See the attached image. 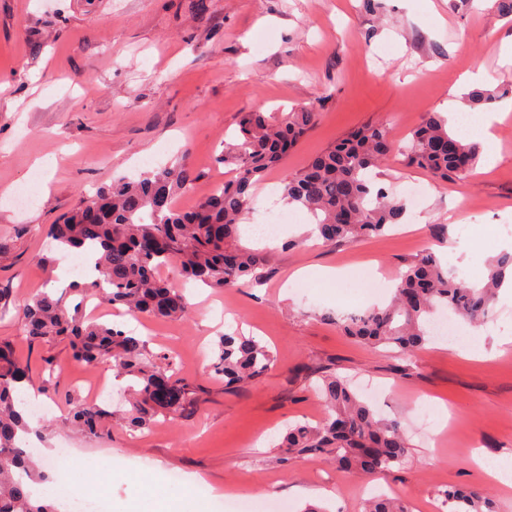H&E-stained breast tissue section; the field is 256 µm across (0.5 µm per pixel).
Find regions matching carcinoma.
Masks as SVG:
<instances>
[{
	"instance_id": "carcinoma-1",
	"label": "carcinoma",
	"mask_w": 512,
	"mask_h": 512,
	"mask_svg": "<svg viewBox=\"0 0 512 512\" xmlns=\"http://www.w3.org/2000/svg\"><path fill=\"white\" fill-rule=\"evenodd\" d=\"M317 113L299 108L279 116L248 112L239 121L235 143L220 160L233 178L204 197L194 208L174 206L176 195L193 186L190 166L147 171L137 179H119L76 205L47 235L62 254L76 249L89 268L73 284L76 303L41 291L18 306L21 332L31 342H65L75 361L111 368L128 379L124 423L152 428L188 411L198 400V387L173 373V354L153 358L139 337L85 313L84 302L97 296L114 309L152 320L183 319L191 304L185 289L158 276L175 268L185 282L216 291L257 284L268 275L265 254L237 247L232 240L249 209L252 190L314 125ZM394 149L384 122L363 125L316 156L285 182L284 198L315 220L313 233L325 244L354 243L382 234L407 219L405 204L376 187L370 172L384 165ZM479 147L448 129V118L427 113L409 136L406 164L448 181L467 174L477 163ZM512 282V254L493 263L486 282L472 286L456 277L431 251L406 264L390 303L351 318L337 320L343 332L363 344L413 355L431 340L433 315L448 309L472 323L487 317L497 292ZM270 349L253 336L226 333L220 338L213 369L224 384L240 386L272 366ZM40 380L18 360L12 345L0 342V512H57L45 489L47 476L25 448L31 428L20 399L25 386ZM328 412L319 424L297 422L287 428L278 448L281 461L293 455H323L345 477L371 475L403 462L409 443L400 424L380 417L336 372L325 371L318 387ZM112 412L95 401L75 407L72 423L97 435ZM446 512H494L492 500L479 491L450 488L441 492ZM363 512H409L403 501L377 496Z\"/></svg>"
}]
</instances>
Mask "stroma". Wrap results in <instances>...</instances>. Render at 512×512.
<instances>
[{"label":"stroma","mask_w":512,"mask_h":512,"mask_svg":"<svg viewBox=\"0 0 512 512\" xmlns=\"http://www.w3.org/2000/svg\"><path fill=\"white\" fill-rule=\"evenodd\" d=\"M511 33L497 0H0V340L46 382L40 400L51 411L35 422L34 458L69 447L65 468L80 475L78 492L109 493L112 512H142L146 482L166 512H195L199 491L210 503L254 497L262 512L308 504L361 512L370 487L396 494L411 512H433L450 487L484 491L496 512H512V489L474 460L512 454V345L503 343L512 338V290H499L483 323L458 321L469 346L435 340L412 358L372 349L333 321L384 304L424 250L475 286L512 251V115L495 131L500 160L479 158L462 178L442 181L399 154L377 169L376 183L391 196L403 197L406 184L423 188L407 202V223L393 230L325 245L305 215L277 239L250 231L286 208L267 184L301 172L355 127L387 122L401 145L442 103L467 111L475 87L493 93L489 111H504L512 61L500 46ZM296 106L314 108L316 122L266 174L237 237L265 251L267 280L190 289L185 319L119 320L152 353H175L177 375L202 390L194 412L142 432L117 420L96 437L74 432L68 418L99 371L76 362L65 343L27 341L16 312L30 294L69 283L47 225L80 194L183 157L196 181L178 203L194 207L228 176L219 156L242 113ZM25 186L35 199L21 207L13 198ZM40 254L55 257L54 267L38 263ZM303 267L345 276L292 280ZM236 328L266 343L274 364L228 388L211 363L219 336ZM326 367L377 387L372 404L409 438L403 464L343 481L321 457L280 462L288 425L325 414L314 388ZM440 402L447 413L437 411ZM171 471L182 484H167Z\"/></svg>","instance_id":"35a3bbf8"}]
</instances>
